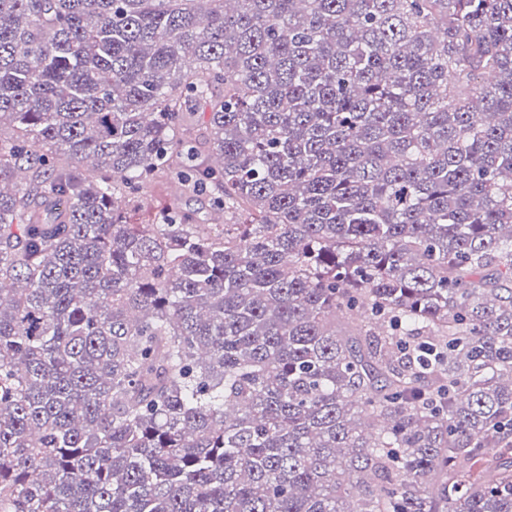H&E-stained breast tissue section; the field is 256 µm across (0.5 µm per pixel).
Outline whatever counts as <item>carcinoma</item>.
<instances>
[{
  "mask_svg": "<svg viewBox=\"0 0 512 512\" xmlns=\"http://www.w3.org/2000/svg\"><path fill=\"white\" fill-rule=\"evenodd\" d=\"M0 512H512V0H0ZM173 193L171 190V183H167L164 187L158 191V188L154 192H144L140 196H135L131 199L130 205L135 207H158L168 202L169 198L178 194Z\"/></svg>",
  "mask_w": 512,
  "mask_h": 512,
  "instance_id": "obj_1",
  "label": "carcinoma"
}]
</instances>
